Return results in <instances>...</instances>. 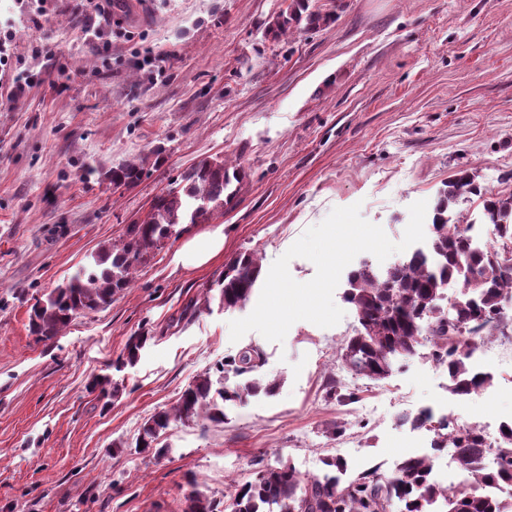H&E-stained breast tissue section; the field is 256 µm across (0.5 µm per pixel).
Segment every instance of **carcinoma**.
Masks as SVG:
<instances>
[{"mask_svg":"<svg viewBox=\"0 0 512 512\" xmlns=\"http://www.w3.org/2000/svg\"><path fill=\"white\" fill-rule=\"evenodd\" d=\"M336 16L335 11L311 6L310 0H290L266 25L264 36L277 42L293 32H316ZM163 153L159 146L136 161L113 166L107 175L110 184L115 189L136 185L147 167L162 164ZM232 170L239 167L221 158L203 159L187 169L178 186L155 197L144 219L127 225L119 240L102 246L92 261L45 299L36 300L29 314V330L36 340L50 341L77 317L109 306L130 286L150 253L176 234V226L203 224L223 211ZM472 195L482 200L483 221L494 231V240L481 249L471 247L470 224L454 212ZM430 229L425 249L386 271L378 272L368 263L350 271L344 298L355 308L359 326L340 348L339 359L352 375L380 381L392 373L397 359L415 356L427 346L432 360L446 366L449 390L465 395L490 382L488 375L468 366L475 347L487 336L512 334V326L500 319L502 301L512 297V193H495L481 186L474 172L461 169L438 193ZM260 274L256 253H237L218 281L224 310L245 307ZM449 288L457 289L450 315L442 306ZM149 340L145 332L130 337L124 361L135 364ZM263 363L262 352L251 345L224 357L216 367L219 381L209 372L196 376L172 405L147 419L138 447L161 457L166 447L159 438L171 424H223L229 407L250 397L275 395L279 381L259 374ZM411 422L434 432V450L454 449L464 479L454 485L435 480L427 455L401 459L390 478L371 469L346 481L340 477L345 464L338 456L327 458L326 471L312 477L300 476L281 461L234 486L222 502L192 491L185 512H512L511 502L485 493L492 484L512 485V425L493 448L477 428L452 427L427 411Z\"/></svg>","mask_w":512,"mask_h":512,"instance_id":"cac0c4a2","label":"carcinoma"}]
</instances>
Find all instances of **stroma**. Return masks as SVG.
Masks as SVG:
<instances>
[{
	"label": "stroma",
	"mask_w": 512,
	"mask_h": 512,
	"mask_svg": "<svg viewBox=\"0 0 512 512\" xmlns=\"http://www.w3.org/2000/svg\"><path fill=\"white\" fill-rule=\"evenodd\" d=\"M330 27L278 42L263 24L285 0H120L94 36L74 29L72 0H0V512H184L199 489L232 485L284 461L322 473L341 455L348 476H392L433 435L421 410L483 426L512 419V339L493 336L473 361L487 394L457 397L428 354L373 382L337 352L358 325L346 282L335 326L294 323L283 342L252 331L231 341L246 310L195 308L237 252L270 269L333 208L361 214L400 241L415 201L434 202L459 169L512 192V0H343ZM33 83L13 96L16 70ZM164 146L165 161L130 188L113 165ZM249 171L223 214L181 224L106 309L36 341L29 312L144 219L155 196L202 159ZM223 227L224 251L198 269L172 258ZM150 339L115 370L129 337ZM253 345L275 396L250 399L227 423L175 424L157 458L140 451L144 422L199 374ZM122 383L103 404L89 386ZM337 378L343 397L328 396ZM355 400H346L348 392ZM339 425L341 436L329 429Z\"/></svg>",
	"instance_id": "35a3bbf8"
}]
</instances>
